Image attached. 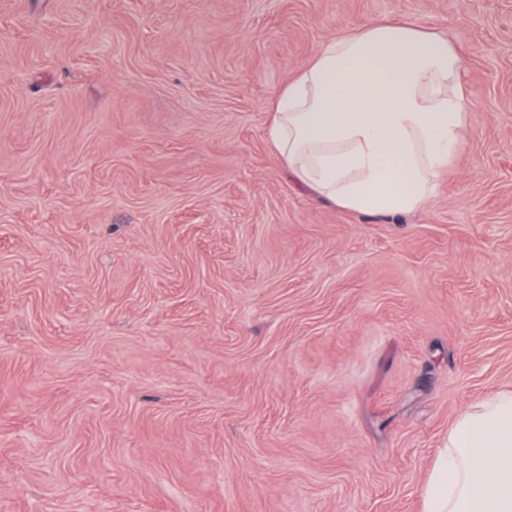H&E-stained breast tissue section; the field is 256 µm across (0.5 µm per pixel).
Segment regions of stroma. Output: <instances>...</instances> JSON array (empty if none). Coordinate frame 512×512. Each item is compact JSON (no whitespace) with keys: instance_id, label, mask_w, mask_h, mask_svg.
<instances>
[{"instance_id":"35a3bbf8","label":"stroma","mask_w":512,"mask_h":512,"mask_svg":"<svg viewBox=\"0 0 512 512\" xmlns=\"http://www.w3.org/2000/svg\"><path fill=\"white\" fill-rule=\"evenodd\" d=\"M380 19L473 110L424 208L291 181L275 96ZM512 389V0H0V512H422Z\"/></svg>"}]
</instances>
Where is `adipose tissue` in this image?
I'll return each instance as SVG.
<instances>
[{
    "label": "adipose tissue",
    "mask_w": 512,
    "mask_h": 512,
    "mask_svg": "<svg viewBox=\"0 0 512 512\" xmlns=\"http://www.w3.org/2000/svg\"><path fill=\"white\" fill-rule=\"evenodd\" d=\"M470 91L448 37L380 20L329 39L275 97L268 139L289 178L344 210L421 209L465 145ZM423 512H512V391L469 404Z\"/></svg>",
    "instance_id": "1"
}]
</instances>
